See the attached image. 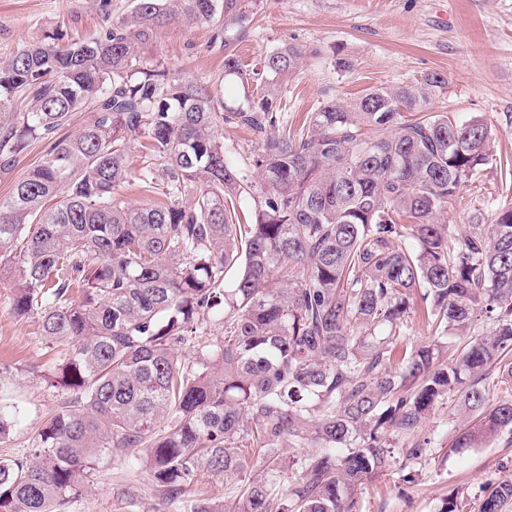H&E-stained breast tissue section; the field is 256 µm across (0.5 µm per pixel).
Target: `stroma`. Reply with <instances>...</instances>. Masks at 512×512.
I'll list each match as a JSON object with an SVG mask.
<instances>
[{"instance_id":"obj_1","label":"stroma","mask_w":512,"mask_h":512,"mask_svg":"<svg viewBox=\"0 0 512 512\" xmlns=\"http://www.w3.org/2000/svg\"><path fill=\"white\" fill-rule=\"evenodd\" d=\"M102 13L93 0H0V56L49 34L93 37L126 14L130 0H111ZM211 30L166 24L144 45L142 55L187 66L198 78H217L224 53L211 49ZM247 79L221 84L228 103L255 94L261 62L270 51L293 45L303 52L300 67L284 81L281 109L299 125L320 102L350 107L369 89L414 83L441 75L430 102L435 112L478 116L496 134L494 152L512 159V0H261L245 31H230ZM512 203V181L487 167L475 183L451 200L441 218L463 232L474 219ZM10 290L0 279V401L17 406L19 420L0 440V455L23 457L44 421L66 402L67 392L50 387L43 374L54 353L44 344L34 318L14 315ZM460 418L452 403L436 407L422 435L427 452L406 482L394 467L366 482L359 512H438L457 497L460 512H479L491 483H512V434L479 448L455 453L451 444ZM174 512L159 504L147 473L122 458L104 459L75 512Z\"/></svg>"}]
</instances>
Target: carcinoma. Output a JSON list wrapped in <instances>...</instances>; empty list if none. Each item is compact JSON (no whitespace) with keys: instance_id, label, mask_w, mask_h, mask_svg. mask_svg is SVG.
Listing matches in <instances>:
<instances>
[{"instance_id":"obj_1","label":"carcinoma","mask_w":512,"mask_h":512,"mask_svg":"<svg viewBox=\"0 0 512 512\" xmlns=\"http://www.w3.org/2000/svg\"><path fill=\"white\" fill-rule=\"evenodd\" d=\"M258 3L132 0L96 37L49 35L0 57V178L29 143L48 144L0 198V274L13 313L37 317L46 345L69 344L44 377L72 392L28 456L0 457V512H69L116 455L182 512H273L276 500L278 512H358L365 482L395 465L394 441L422 457L420 430L444 400L469 419L454 448L512 433V205L454 245L438 222L493 162L491 127L430 111L444 83L431 74L349 109L322 102L293 132L279 105L295 46L264 57L262 90L237 106L141 57L162 25H205L222 79H240L224 33ZM78 112L90 118L61 135ZM226 125L258 149L236 159ZM131 177L165 200L129 203ZM252 193L243 224L237 203ZM414 315L428 336L406 347ZM451 333L470 341L445 359ZM494 372L505 388L492 403ZM281 448L299 452L252 478L249 459ZM207 474L238 478L234 510L189 494ZM511 502L512 484L492 483L480 512Z\"/></svg>"}]
</instances>
